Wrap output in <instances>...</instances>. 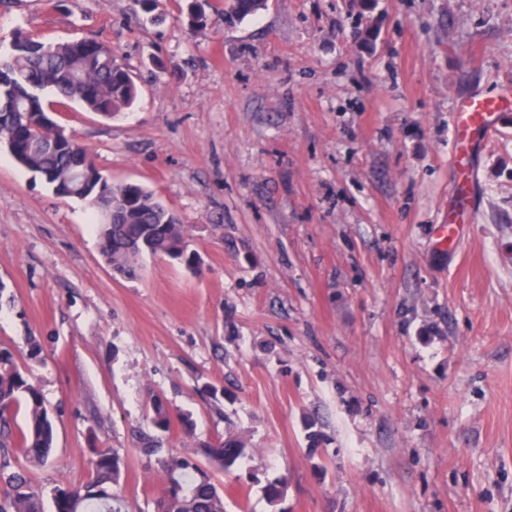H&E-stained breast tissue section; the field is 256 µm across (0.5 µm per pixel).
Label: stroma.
Segmentation results:
<instances>
[{
  "label": "stroma",
  "instance_id": "1",
  "mask_svg": "<svg viewBox=\"0 0 512 512\" xmlns=\"http://www.w3.org/2000/svg\"><path fill=\"white\" fill-rule=\"evenodd\" d=\"M207 3L193 31L187 0H0V55L20 30L115 51L134 105L57 120L109 182L174 211L203 262L116 274L87 202L0 146V349L55 427L44 466L0 448V490L17 472L46 495L82 485L97 447L129 512H153L171 454L226 512H512V114L470 146L474 222L451 248L437 232L458 101L512 93V0H378L369 18L357 0ZM155 398L193 434H156ZM229 431L249 455L227 474L203 447Z\"/></svg>",
  "mask_w": 512,
  "mask_h": 512
}]
</instances>
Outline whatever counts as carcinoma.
I'll return each instance as SVG.
<instances>
[{"label": "carcinoma", "instance_id": "cac0c4a2", "mask_svg": "<svg viewBox=\"0 0 512 512\" xmlns=\"http://www.w3.org/2000/svg\"><path fill=\"white\" fill-rule=\"evenodd\" d=\"M227 5L234 14L248 16L263 10L266 0H228ZM207 22L204 4L192 0L188 27L201 29ZM114 56L111 47L94 38L48 42L22 32L14 37L9 53L0 56V113H11L15 160L43 178L57 195L84 199L97 212H113L114 223L100 225L101 250L120 274H134L138 259L146 254L178 260L199 272L200 257L188 250L175 213L139 185H114L112 192L99 194L71 180L80 156L58 142L54 122H41L47 111L46 90L65 104L78 102L106 117L132 106L138 97L137 86L127 69L114 64ZM20 405L25 408V420L15 434L16 442L25 449L31 465L42 466L53 450L52 418L39 388L19 369L13 354L1 349L0 435L11 433L9 418ZM150 421L155 430L168 432L173 417L155 400ZM204 454L230 473L246 458L247 448L241 437L227 435L205 446ZM163 464L167 479L155 512H225L224 494L191 458L171 455ZM120 475L118 458L107 448L95 450L89 481L68 492L56 490L51 512H125L124 500L112 492ZM0 512H45V504L27 479L16 474L4 493Z\"/></svg>", "mask_w": 512, "mask_h": 512}]
</instances>
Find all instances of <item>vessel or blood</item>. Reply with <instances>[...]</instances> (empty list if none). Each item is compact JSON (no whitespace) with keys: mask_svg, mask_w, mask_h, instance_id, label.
<instances>
[{"mask_svg":"<svg viewBox=\"0 0 512 512\" xmlns=\"http://www.w3.org/2000/svg\"><path fill=\"white\" fill-rule=\"evenodd\" d=\"M512 110V98L472 96L459 101L454 125L459 147L456 166L462 179H470L471 156L468 145L473 138L492 135L502 113Z\"/></svg>","mask_w":512,"mask_h":512,"instance_id":"b4317fda","label":"vessel or blood"}]
</instances>
